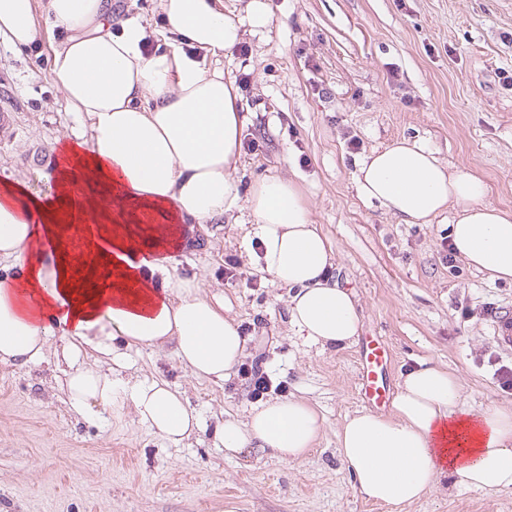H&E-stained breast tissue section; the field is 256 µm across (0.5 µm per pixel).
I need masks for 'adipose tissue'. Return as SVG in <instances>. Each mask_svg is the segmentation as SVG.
Returning a JSON list of instances; mask_svg holds the SVG:
<instances>
[{"instance_id":"adipose-tissue-1","label":"adipose tissue","mask_w":512,"mask_h":512,"mask_svg":"<svg viewBox=\"0 0 512 512\" xmlns=\"http://www.w3.org/2000/svg\"><path fill=\"white\" fill-rule=\"evenodd\" d=\"M52 20L51 71L85 123L54 158L53 185L34 194L0 179V364L37 367L64 338L63 388L91 420L96 407L131 403L135 422L169 445L201 423L183 393L130 374L126 352L172 344L194 377L224 383L246 356L223 303L173 276L184 225L246 212L257 261L288 291V324L321 350L350 346L362 326L353 290L333 278L332 244L290 179L241 190L248 118L222 57L270 22L264 0H158L162 42L113 0H0V40L43 41ZM358 190L406 224L454 210L448 238L467 267L512 282V210L487 200L483 180L451 168L421 143L395 141L361 163ZM83 227L82 256L65 245ZM393 417L359 411L337 434V454L364 498L391 507L460 487L512 489V409L473 411L459 377L420 360L403 373ZM322 423L306 400L277 395L214 430L225 455L256 449L295 462Z\"/></svg>"}]
</instances>
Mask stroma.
I'll list each match as a JSON object with an SVG mask.
<instances>
[{"label":"stroma","instance_id":"stroma-1","mask_svg":"<svg viewBox=\"0 0 512 512\" xmlns=\"http://www.w3.org/2000/svg\"><path fill=\"white\" fill-rule=\"evenodd\" d=\"M271 22L224 57L249 112L239 176L295 181L332 243L335 274L357 295L360 342L323 351L288 324V293L255 263L250 227L224 219L193 232L173 271L223 299L259 364L323 419L313 449L284 463L250 451L225 457L213 430L246 418L247 380L194 378L172 348L131 351L139 377L185 391L201 429L173 447L139 427L132 406L89 421L74 412L57 369L0 365V512H390L363 498L338 458L336 433L364 409L357 358L384 340L383 377L429 359L457 372L478 409L512 408L501 367L512 348L493 336L491 309L512 311V284L446 262L448 215L403 224L356 185L361 160L394 140L426 144L484 179L512 210V0H265ZM50 45L0 44V178L51 188L58 140L79 129L50 72ZM239 276H224L226 262ZM399 512H512V490L432 494Z\"/></svg>","mask_w":512,"mask_h":512}]
</instances>
